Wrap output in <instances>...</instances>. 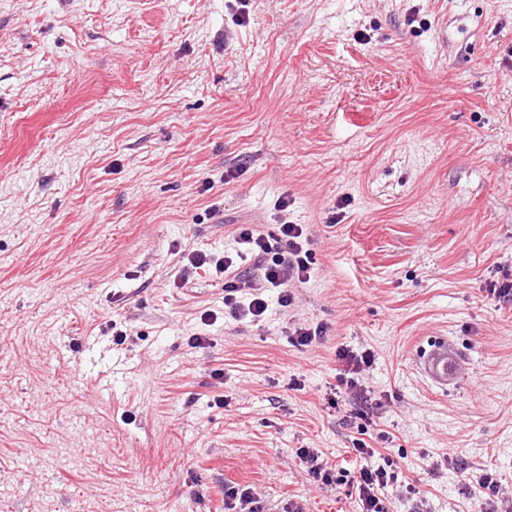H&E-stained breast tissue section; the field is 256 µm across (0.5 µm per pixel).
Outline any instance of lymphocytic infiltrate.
<instances>
[{
	"label": "lymphocytic infiltrate",
	"instance_id": "1",
	"mask_svg": "<svg viewBox=\"0 0 512 512\" xmlns=\"http://www.w3.org/2000/svg\"><path fill=\"white\" fill-rule=\"evenodd\" d=\"M237 258L251 261L249 272L237 271L235 260H219L216 270L224 276V308L239 322L259 320L268 309L265 291L277 289L278 303L287 308L293 305L295 290L308 282L312 273V261L308 249V237L299 224H282L275 238H268L255 230L241 229L235 237ZM336 359L340 365L338 380L340 390L328 398L331 408L352 400L368 403L369 389L361 384L360 377L371 367L374 355L365 350L356 352L345 347L337 348ZM354 453L364 464L357 472L327 466L321 452L315 448L297 449L296 455L309 476L325 484L344 485L353 491L360 512H389L385 488L395 479L391 469L384 464H373L375 449L365 441L355 444Z\"/></svg>",
	"mask_w": 512,
	"mask_h": 512
}]
</instances>
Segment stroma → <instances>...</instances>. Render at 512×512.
<instances>
[{"instance_id":"1","label":"stroma","mask_w":512,"mask_h":512,"mask_svg":"<svg viewBox=\"0 0 512 512\" xmlns=\"http://www.w3.org/2000/svg\"><path fill=\"white\" fill-rule=\"evenodd\" d=\"M285 222L290 308L182 280ZM510 269L512 0H0V512H226L231 481L358 512L296 451L361 438L393 512H479L465 472L512 496ZM341 346L370 418L327 405ZM325 326H316L315 328L307 327L304 324L294 326L288 336V342L294 347H308L318 339L326 335Z\"/></svg>"}]
</instances>
